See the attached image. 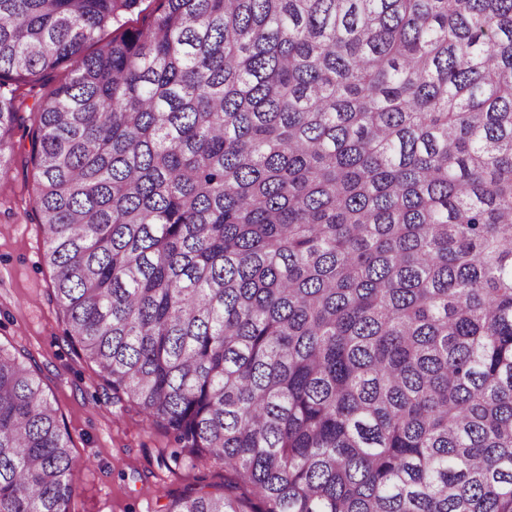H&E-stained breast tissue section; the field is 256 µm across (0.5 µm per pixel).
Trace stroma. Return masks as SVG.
<instances>
[{"label":"stroma","instance_id":"obj_1","mask_svg":"<svg viewBox=\"0 0 512 512\" xmlns=\"http://www.w3.org/2000/svg\"><path fill=\"white\" fill-rule=\"evenodd\" d=\"M31 128L13 136L14 161L0 179V347L41 370L45 395L70 436L78 481L70 512H168L186 492H223L231 474L202 464L166 468L176 445L139 410L116 401L99 368L73 345L52 300L44 228L32 214L37 171Z\"/></svg>","mask_w":512,"mask_h":512}]
</instances>
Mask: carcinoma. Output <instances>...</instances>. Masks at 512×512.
<instances>
[{
	"label": "carcinoma",
	"instance_id": "carcinoma-1",
	"mask_svg": "<svg viewBox=\"0 0 512 512\" xmlns=\"http://www.w3.org/2000/svg\"><path fill=\"white\" fill-rule=\"evenodd\" d=\"M142 2L0 0V175L34 121L66 335L248 492L170 512H512V0ZM75 471L0 348V512ZM66 74L67 71L61 69L47 76L43 82L33 87L31 92H29L30 87H26L24 91L28 93L27 104L32 106L34 103L45 100L50 92L64 81Z\"/></svg>",
	"mask_w": 512,
	"mask_h": 512
}]
</instances>
